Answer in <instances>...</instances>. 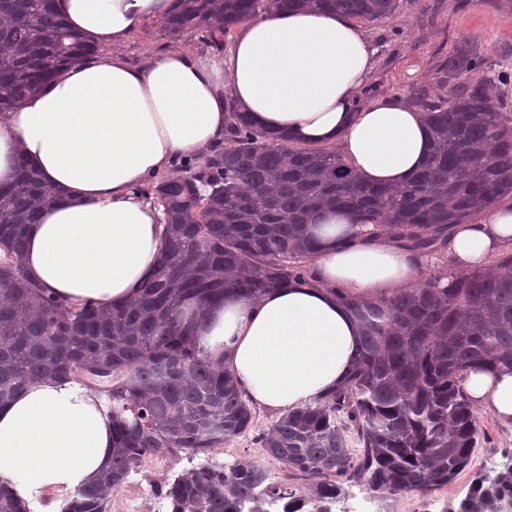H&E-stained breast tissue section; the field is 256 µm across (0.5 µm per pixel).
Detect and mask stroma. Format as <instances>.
<instances>
[{
  "label": "stroma",
  "mask_w": 512,
  "mask_h": 512,
  "mask_svg": "<svg viewBox=\"0 0 512 512\" xmlns=\"http://www.w3.org/2000/svg\"><path fill=\"white\" fill-rule=\"evenodd\" d=\"M361 30L375 51L371 76L360 93L363 103L384 97L410 102L420 95H447L443 67L457 46L468 44L484 59L485 76L501 78L503 98L512 105V0H397L391 15L363 24ZM174 50L190 51L205 63L220 57L219 51L205 48L197 37L166 38L152 22L118 48L135 67ZM475 415L480 443L470 470L454 483L427 494L400 495L350 483L331 503L330 512H447L467 493L473 471L494 469L503 463L505 454H512V424L499 421L487 410H476ZM276 417V411L257 408L253 429L215 449L213 458L254 463L267 471L270 481L306 495L304 481L291 477L256 441ZM189 466L186 453L157 449L146 458L141 473L113 491L110 512H168L167 502L156 488Z\"/></svg>",
  "instance_id": "1"
}]
</instances>
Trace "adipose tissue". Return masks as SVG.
I'll use <instances>...</instances> for the list:
<instances>
[{
	"mask_svg": "<svg viewBox=\"0 0 512 512\" xmlns=\"http://www.w3.org/2000/svg\"><path fill=\"white\" fill-rule=\"evenodd\" d=\"M82 36L116 46L171 0H56ZM375 51L350 21L311 12L241 23L226 58L206 66L188 52L144 67L121 56L60 69L20 107L0 113V184L18 158L34 163L56 192L28 235L23 265L70 308L123 304L155 267L161 211L138 185L171 172L178 159L224 138V94L253 124L310 143H339L367 181L406 184L423 166L428 132L398 98L359 105ZM319 241L309 282L252 299L227 294L208 306L202 343L256 405L281 412L334 391L349 375L360 337L341 288L373 300L416 285L421 257L358 234L342 210L312 215ZM512 240V206L497 205L454 227L448 257L484 267ZM472 403L512 423V372H469ZM105 397L73 382L44 379L0 407V479L26 506L72 493L112 464Z\"/></svg>",
	"mask_w": 512,
	"mask_h": 512,
	"instance_id": "obj_1",
	"label": "adipose tissue"
}]
</instances>
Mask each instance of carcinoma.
<instances>
[{
  "label": "carcinoma",
  "instance_id": "obj_1",
  "mask_svg": "<svg viewBox=\"0 0 512 512\" xmlns=\"http://www.w3.org/2000/svg\"><path fill=\"white\" fill-rule=\"evenodd\" d=\"M53 0H0V112L58 69L97 53L54 12ZM397 0H174L159 19L172 40L195 35L220 51L247 19L320 11L373 22ZM465 44L448 57V97L416 99L429 130L425 165L402 187L360 179L336 146L256 127L225 100L224 145L191 154L139 192L162 207L164 248L127 305L66 310L26 274L29 225L54 201L24 166L0 187V406L39 379L63 377L109 400L112 467L64 500L60 512H109V495L158 448L200 462L162 492L169 512H238L245 501L282 512H328L348 483L391 494L428 493L471 464L479 433L463 389L472 370L512 369V248L487 268L448 262L455 224L512 201V112L479 75ZM343 209L373 237L427 258L414 288L375 302L334 294L354 314L360 349L332 393L279 416L258 436L266 453L306 482L308 498L248 462L210 453L253 427L256 408L200 343L202 311L232 289L257 298L309 275L312 214ZM362 445L356 459L349 438ZM512 507V459L477 472L449 512ZM0 512H24L0 479Z\"/></svg>",
  "mask_w": 512,
  "mask_h": 512
}]
</instances>
